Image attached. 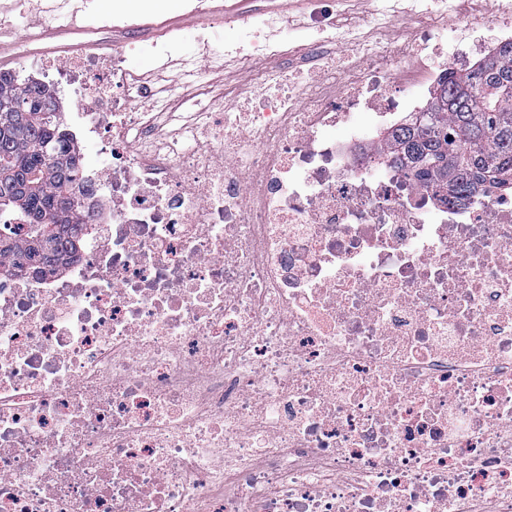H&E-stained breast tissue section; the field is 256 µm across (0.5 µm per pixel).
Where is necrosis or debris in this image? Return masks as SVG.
<instances>
[{"mask_svg":"<svg viewBox=\"0 0 512 512\" xmlns=\"http://www.w3.org/2000/svg\"><path fill=\"white\" fill-rule=\"evenodd\" d=\"M500 15L467 0L412 48L315 23L301 85L246 15L223 44L267 63L245 111H180L122 43L20 47L111 87L70 115L100 146L78 254L0 276V512H512V195L441 203L382 139Z\"/></svg>","mask_w":512,"mask_h":512,"instance_id":"necrosis-or-debris-1","label":"necrosis or debris"}]
</instances>
